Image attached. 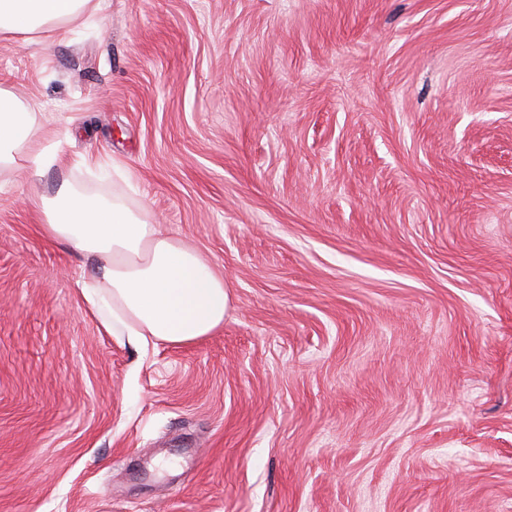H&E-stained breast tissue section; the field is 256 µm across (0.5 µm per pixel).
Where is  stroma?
Segmentation results:
<instances>
[{"mask_svg":"<svg viewBox=\"0 0 512 512\" xmlns=\"http://www.w3.org/2000/svg\"><path fill=\"white\" fill-rule=\"evenodd\" d=\"M0 40V512H512V0H98ZM122 196L224 324L106 335L27 197ZM33 99L22 98L0 86V178L12 176L20 165L41 177L59 162L60 141L35 149L34 131L43 112Z\"/></svg>","mask_w":512,"mask_h":512,"instance_id":"stroma-1","label":"stroma"}]
</instances>
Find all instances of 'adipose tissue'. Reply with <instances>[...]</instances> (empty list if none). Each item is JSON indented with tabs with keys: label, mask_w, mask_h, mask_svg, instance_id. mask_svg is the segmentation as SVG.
<instances>
[{
	"label": "adipose tissue",
	"mask_w": 512,
	"mask_h": 512,
	"mask_svg": "<svg viewBox=\"0 0 512 512\" xmlns=\"http://www.w3.org/2000/svg\"><path fill=\"white\" fill-rule=\"evenodd\" d=\"M91 0H0V40L37 35L91 20ZM38 101L0 87V178L25 170L43 176L60 146L37 149ZM42 233L88 259L80 285L87 311L103 331L129 344L184 345L224 323L229 292L223 274L195 247L150 223L121 199H106L62 182L54 196L32 199Z\"/></svg>",
	"instance_id": "ef3b65f1"
}]
</instances>
